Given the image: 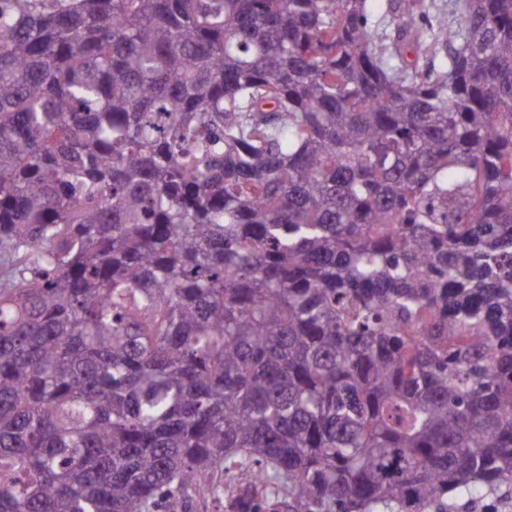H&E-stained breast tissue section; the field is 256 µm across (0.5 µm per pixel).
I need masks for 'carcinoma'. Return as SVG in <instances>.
<instances>
[{
    "mask_svg": "<svg viewBox=\"0 0 512 512\" xmlns=\"http://www.w3.org/2000/svg\"><path fill=\"white\" fill-rule=\"evenodd\" d=\"M236 471L512 484V0H0V512Z\"/></svg>",
    "mask_w": 512,
    "mask_h": 512,
    "instance_id": "obj_1",
    "label": "carcinoma"
}]
</instances>
